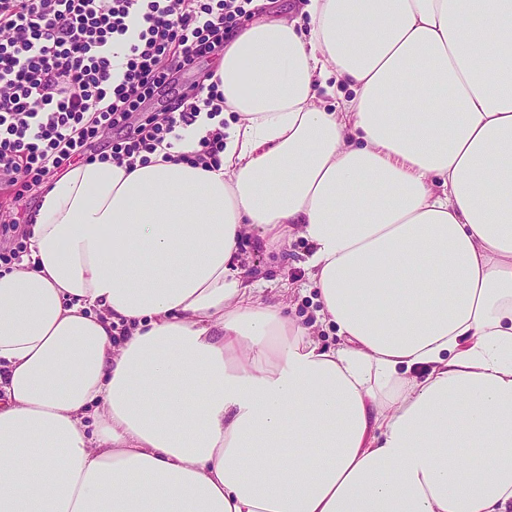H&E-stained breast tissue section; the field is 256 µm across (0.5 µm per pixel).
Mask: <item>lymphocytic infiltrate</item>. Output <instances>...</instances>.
<instances>
[{"instance_id":"f902f5d3","label":"lymphocytic infiltrate","mask_w":512,"mask_h":512,"mask_svg":"<svg viewBox=\"0 0 512 512\" xmlns=\"http://www.w3.org/2000/svg\"><path fill=\"white\" fill-rule=\"evenodd\" d=\"M252 0H0V181L16 200L95 159L134 164L224 110L217 87L152 100L209 59L252 14ZM224 127L192 161L217 162Z\"/></svg>"}]
</instances>
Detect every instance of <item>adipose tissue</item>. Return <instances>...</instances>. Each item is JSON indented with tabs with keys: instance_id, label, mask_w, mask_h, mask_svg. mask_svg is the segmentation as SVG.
I'll return each mask as SVG.
<instances>
[{
	"instance_id": "ef3b65f1",
	"label": "adipose tissue",
	"mask_w": 512,
	"mask_h": 512,
	"mask_svg": "<svg viewBox=\"0 0 512 512\" xmlns=\"http://www.w3.org/2000/svg\"><path fill=\"white\" fill-rule=\"evenodd\" d=\"M302 10L225 48L218 165L191 130L50 178L0 269V512H512V0ZM252 229L309 242L336 346L246 284ZM224 123L225 126L228 124L227 119H220L214 129L208 130L206 136L201 139L200 149L185 157L192 160L195 165L212 167V163L218 161L219 153L224 150Z\"/></svg>"
}]
</instances>
